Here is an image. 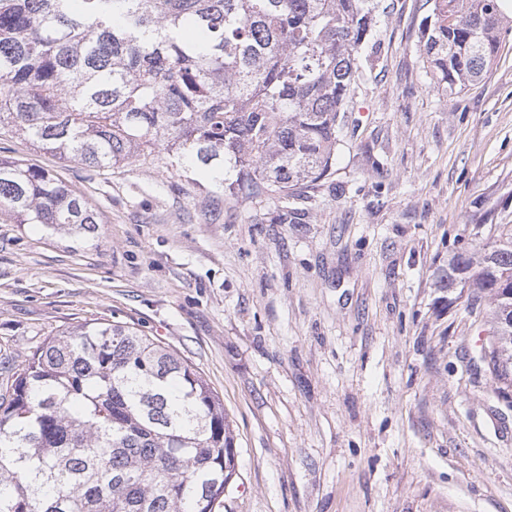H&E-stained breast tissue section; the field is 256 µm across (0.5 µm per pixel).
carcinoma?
<instances>
[{
	"instance_id": "obj_1",
	"label": "carcinoma",
	"mask_w": 512,
	"mask_h": 512,
	"mask_svg": "<svg viewBox=\"0 0 512 512\" xmlns=\"http://www.w3.org/2000/svg\"><path fill=\"white\" fill-rule=\"evenodd\" d=\"M0 0V126L64 161L162 155L215 197L292 196L332 167L379 0ZM498 0H434L419 50L444 91L482 81ZM0 214L93 235L101 214L49 171L0 158ZM440 287L492 300L481 347L512 389V223L464 248ZM236 475L224 403L129 323L50 336L0 395V512H216Z\"/></svg>"
}]
</instances>
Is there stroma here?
<instances>
[{"label":"stroma","mask_w":512,"mask_h":512,"mask_svg":"<svg viewBox=\"0 0 512 512\" xmlns=\"http://www.w3.org/2000/svg\"><path fill=\"white\" fill-rule=\"evenodd\" d=\"M380 8L305 199L216 202L159 158L98 171L0 128V157L102 217L91 239L0 217V362L93 319L175 349L233 427L218 512H512V401L480 359L491 303L438 285L482 219L512 221V31L451 94L419 51L433 0Z\"/></svg>","instance_id":"1"}]
</instances>
